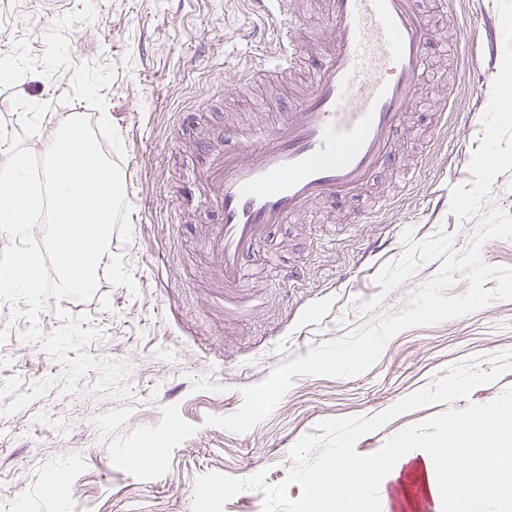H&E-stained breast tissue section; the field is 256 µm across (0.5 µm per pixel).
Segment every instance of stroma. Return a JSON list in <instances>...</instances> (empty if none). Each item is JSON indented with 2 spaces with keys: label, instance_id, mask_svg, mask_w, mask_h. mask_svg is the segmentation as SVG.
<instances>
[{
  "label": "stroma",
  "instance_id": "35a3bbf8",
  "mask_svg": "<svg viewBox=\"0 0 512 512\" xmlns=\"http://www.w3.org/2000/svg\"><path fill=\"white\" fill-rule=\"evenodd\" d=\"M300 67L279 81L241 89L237 70L258 52L251 0H0V128L43 153L63 107L91 109L94 132L120 167L129 233L113 229L84 300L47 299L36 319L0 299V512H192L197 478L264 474L284 482L291 451L328 419L377 416L432 386L458 365L490 370L512 350V300L494 299L433 326L406 328L378 360L348 378L293 377L276 406L248 430L207 425L240 411L247 388L313 346L349 336L402 310L443 267L421 263L385 290L378 275L419 243L445 232L459 254L491 211L512 215V123L492 124L488 87L498 68L469 67L460 47L484 16L503 27L502 0H456L452 15L420 0L440 34L411 117L396 137L394 163L367 192L313 208L277 228L248 259L246 302L219 296L221 270L207 250L215 216L199 196L200 142L231 144L270 124L307 87L330 30L327 0H298ZM195 122L183 124L181 113ZM504 161L484 162L487 142ZM420 166L405 186L401 164ZM300 266L298 280L284 269ZM81 318L98 360L126 366L122 381L98 389L99 373L71 379L67 363L23 340L30 325L51 334L64 316ZM512 388V371L468 399L400 414L356 443L377 452L403 429L447 409L486 404ZM165 438L156 469L131 468L126 451ZM58 480L56 496L46 495Z\"/></svg>",
  "mask_w": 512,
  "mask_h": 512
}]
</instances>
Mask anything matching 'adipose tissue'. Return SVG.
<instances>
[{
  "label": "adipose tissue",
  "instance_id": "obj_1",
  "mask_svg": "<svg viewBox=\"0 0 512 512\" xmlns=\"http://www.w3.org/2000/svg\"><path fill=\"white\" fill-rule=\"evenodd\" d=\"M503 39L504 66L498 75L497 95L491 105V117L496 123L512 121V17L505 23ZM497 422L512 426V413L504 412L499 407H484L457 421L456 451L465 457L463 474L445 475L433 456L420 458L417 468L430 498L448 494L450 499L458 503L461 512H466L473 488L484 481L488 470L484 465L485 460H492V468L498 470L512 465V460L500 451L492 439L491 426Z\"/></svg>",
  "mask_w": 512,
  "mask_h": 512
}]
</instances>
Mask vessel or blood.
<instances>
[{
  "mask_svg": "<svg viewBox=\"0 0 512 512\" xmlns=\"http://www.w3.org/2000/svg\"><path fill=\"white\" fill-rule=\"evenodd\" d=\"M266 31L262 59L240 86L284 73L300 56L291 0H252ZM329 48L294 110L270 127L238 134L227 149L205 144L200 193L217 215L209 255L224 277V302L242 297L246 258L274 228L320 203L359 195L387 159L428 65L436 30L411 0H329Z\"/></svg>",
  "mask_w": 512,
  "mask_h": 512,
  "instance_id": "vessel-or-blood-1",
  "label": "vessel or blood"
}]
</instances>
